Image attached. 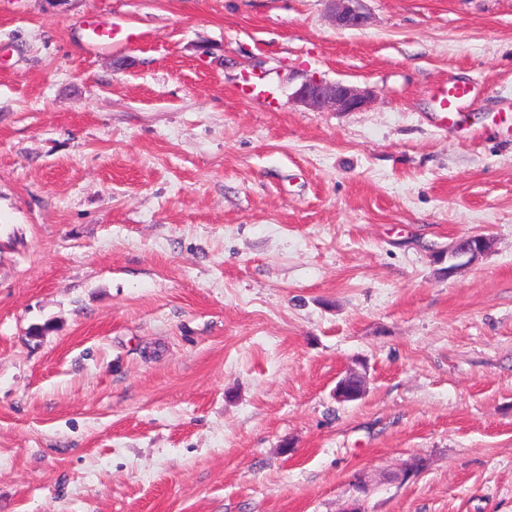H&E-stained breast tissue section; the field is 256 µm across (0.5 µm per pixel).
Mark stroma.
<instances>
[{"label":"stroma","mask_w":512,"mask_h":512,"mask_svg":"<svg viewBox=\"0 0 512 512\" xmlns=\"http://www.w3.org/2000/svg\"><path fill=\"white\" fill-rule=\"evenodd\" d=\"M365 7L0 0V512H512V0ZM332 21L337 28L360 29L367 25L369 16L365 11V0H326ZM112 20L108 22L91 18L83 23L84 45L90 52L112 51L113 39L117 34ZM293 98L312 109H333L351 112L366 108L372 100V93L342 82H326L316 78H305L296 87ZM436 109L444 125H455L463 113L476 103L475 87L469 83H457L440 88L435 94ZM492 247L490 236L484 234L465 235L448 246V261L466 258L465 262L448 266L449 272L475 261ZM364 390L365 376L351 369L337 382L336 399L342 403L356 401L363 396Z\"/></svg>","instance_id":"stroma-1"}]
</instances>
